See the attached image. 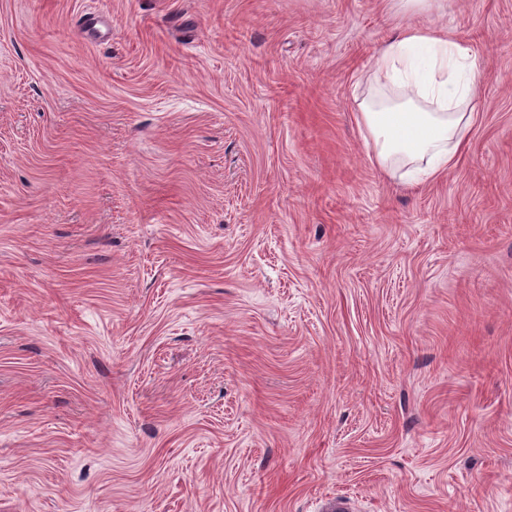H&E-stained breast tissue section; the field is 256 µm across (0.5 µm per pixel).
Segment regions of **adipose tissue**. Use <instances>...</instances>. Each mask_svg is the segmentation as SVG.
<instances>
[{"instance_id":"1","label":"adipose tissue","mask_w":512,"mask_h":512,"mask_svg":"<svg viewBox=\"0 0 512 512\" xmlns=\"http://www.w3.org/2000/svg\"><path fill=\"white\" fill-rule=\"evenodd\" d=\"M427 0H405V16L372 65V94L360 103L356 126L379 170L408 168L436 180L468 148L481 88L482 62L450 31L415 20Z\"/></svg>"}]
</instances>
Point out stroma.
I'll list each match as a JSON object with an SVG mask.
<instances>
[{"instance_id":"obj_1","label":"stroma","mask_w":512,"mask_h":512,"mask_svg":"<svg viewBox=\"0 0 512 512\" xmlns=\"http://www.w3.org/2000/svg\"><path fill=\"white\" fill-rule=\"evenodd\" d=\"M388 0H0V512H512V0L410 186Z\"/></svg>"}]
</instances>
